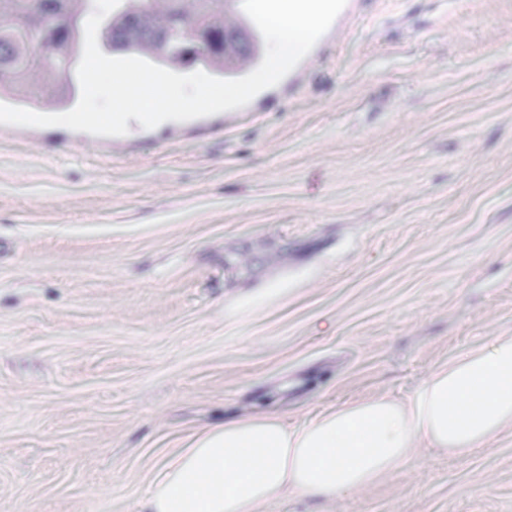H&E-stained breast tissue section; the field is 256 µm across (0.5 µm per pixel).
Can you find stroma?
I'll return each mask as SVG.
<instances>
[{
    "label": "stroma",
    "mask_w": 512,
    "mask_h": 512,
    "mask_svg": "<svg viewBox=\"0 0 512 512\" xmlns=\"http://www.w3.org/2000/svg\"><path fill=\"white\" fill-rule=\"evenodd\" d=\"M511 333L512 0H373L231 111L0 125V512H142L210 424L401 401ZM260 512H512V425ZM372 3L371 0H346L345 6L337 15L330 28L320 37L311 51L303 58V60L288 74V89L293 88L299 81L303 70L317 56H324L325 53L332 48L333 40L331 39V31L336 26V35L338 31L349 22L350 19L361 17L364 12L365 5Z\"/></svg>",
    "instance_id": "1"
}]
</instances>
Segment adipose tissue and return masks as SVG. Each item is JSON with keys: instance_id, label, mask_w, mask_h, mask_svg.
Returning a JSON list of instances; mask_svg holds the SVG:
<instances>
[{"instance_id": "ef3b65f1", "label": "adipose tissue", "mask_w": 512, "mask_h": 512, "mask_svg": "<svg viewBox=\"0 0 512 512\" xmlns=\"http://www.w3.org/2000/svg\"><path fill=\"white\" fill-rule=\"evenodd\" d=\"M512 424V334L434 371L408 400L377 397L299 428L257 413L211 426L154 473L143 512H256L288 489L358 491L421 446L465 452Z\"/></svg>"}]
</instances>
